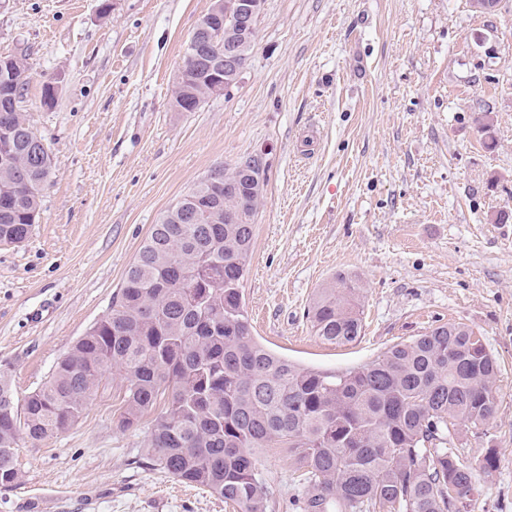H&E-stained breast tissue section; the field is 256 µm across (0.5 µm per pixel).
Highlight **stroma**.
Here are the masks:
<instances>
[{
  "label": "stroma",
  "mask_w": 512,
  "mask_h": 512,
  "mask_svg": "<svg viewBox=\"0 0 512 512\" xmlns=\"http://www.w3.org/2000/svg\"><path fill=\"white\" fill-rule=\"evenodd\" d=\"M213 0H0V56L26 53L21 104L53 179L29 237L0 243V371L18 394L106 313L153 224L218 165L261 156L267 184L243 283L257 338L343 370L461 323L499 364L498 410L455 442L471 512H512V0H263L237 87L194 112L173 93ZM55 82L53 100L44 87ZM362 288L363 330L336 347L307 310L337 274ZM107 381L69 430L19 440L0 512H237L142 463L151 418L120 429ZM274 512L296 464L265 448Z\"/></svg>",
  "instance_id": "obj_1"
}]
</instances>
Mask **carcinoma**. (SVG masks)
I'll use <instances>...</instances> for the list:
<instances>
[{
	"instance_id": "cac0c4a2",
	"label": "carcinoma",
	"mask_w": 512,
	"mask_h": 512,
	"mask_svg": "<svg viewBox=\"0 0 512 512\" xmlns=\"http://www.w3.org/2000/svg\"><path fill=\"white\" fill-rule=\"evenodd\" d=\"M234 43L238 31L226 24L224 44H201V60L184 59L177 111L210 90L208 61ZM25 86L26 56L0 57L1 243L27 239L53 175L21 112ZM216 169L223 185L202 180L153 225L110 311L41 385L21 396L0 373V485L19 478V438L35 445L67 430L116 372L123 428L166 396L145 463L240 512H271L256 459L263 448H281L297 464L293 512H467L473 465L448 426L479 430L496 413L498 366L482 338L449 323L337 372L271 352L252 332L243 295L265 166L251 156ZM360 292L342 274L319 289L308 310L315 334L336 346L357 341Z\"/></svg>"
}]
</instances>
